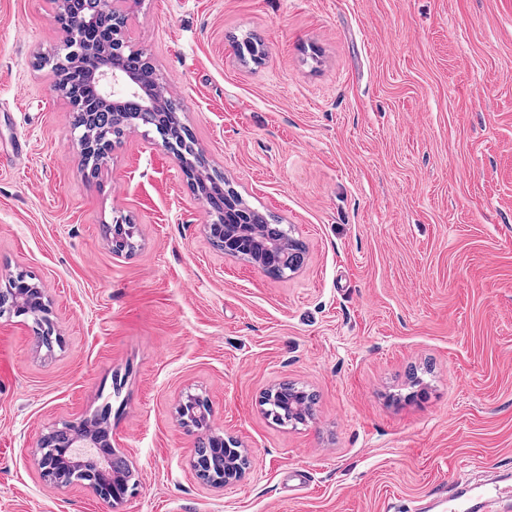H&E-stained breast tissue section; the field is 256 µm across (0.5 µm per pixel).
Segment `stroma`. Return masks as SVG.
<instances>
[{"label":"stroma","instance_id":"obj_1","mask_svg":"<svg viewBox=\"0 0 512 512\" xmlns=\"http://www.w3.org/2000/svg\"><path fill=\"white\" fill-rule=\"evenodd\" d=\"M210 174L305 247L295 274L223 254L155 129L82 163L46 58L52 0H0V280L45 288L60 336L0 317V512H111L46 485L50 426L106 414L139 485L122 512H412L512 472V0H124ZM257 41L260 61L238 45ZM138 228L113 254L107 227ZM315 396L283 427L259 400ZM247 448L190 468L186 393ZM194 398L195 400L190 401L191 415L201 419V424L196 428L204 427L205 430H202L204 442L195 453L191 467L204 484L214 488H224L241 479L249 468L250 461L244 452L245 463L242 466L236 462L225 468L224 458L219 456L218 451L220 448H236V446H232L233 442L226 440L223 434L208 430L206 400L200 395H194Z\"/></svg>","mask_w":512,"mask_h":512}]
</instances>
